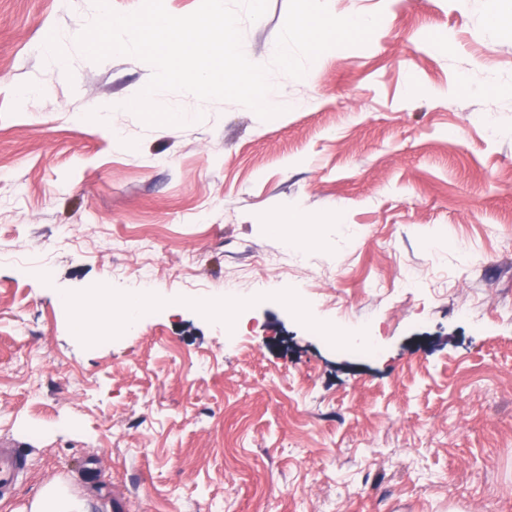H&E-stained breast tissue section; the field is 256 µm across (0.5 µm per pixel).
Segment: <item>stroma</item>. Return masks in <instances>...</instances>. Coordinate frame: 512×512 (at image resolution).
I'll return each instance as SVG.
<instances>
[{
	"label": "stroma",
	"mask_w": 512,
	"mask_h": 512,
	"mask_svg": "<svg viewBox=\"0 0 512 512\" xmlns=\"http://www.w3.org/2000/svg\"><path fill=\"white\" fill-rule=\"evenodd\" d=\"M327 4L382 19L272 70L279 118L163 92L186 123L148 126L113 104L152 68L76 45L92 0H0V445L30 462L0 512L53 482L90 512H512V29L488 0ZM287 9L241 20L248 58ZM148 259L158 318L95 343L69 302Z\"/></svg>",
	"instance_id": "obj_1"
}]
</instances>
